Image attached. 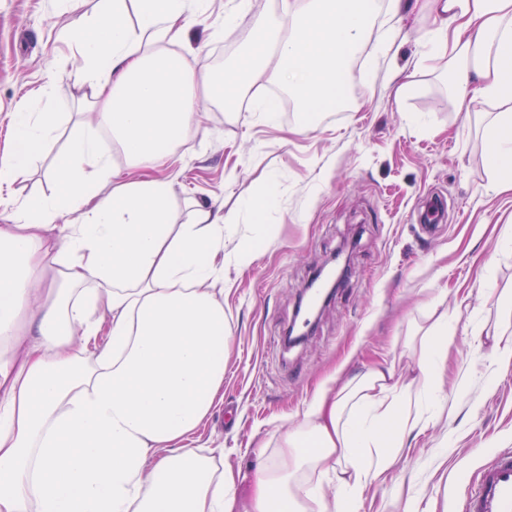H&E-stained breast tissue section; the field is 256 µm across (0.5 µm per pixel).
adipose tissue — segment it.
I'll list each match as a JSON object with an SVG mask.
<instances>
[{
  "label": "adipose tissue",
  "mask_w": 512,
  "mask_h": 512,
  "mask_svg": "<svg viewBox=\"0 0 512 512\" xmlns=\"http://www.w3.org/2000/svg\"><path fill=\"white\" fill-rule=\"evenodd\" d=\"M207 3L104 0L70 32L83 59L76 81L124 166L81 136L54 163L55 192L18 199L23 160L57 115L36 111L39 91L13 113L16 150L0 161L10 208L0 224V512H358L393 464L386 447L438 417L444 317L421 341L413 383L391 363L319 395L276 453L260 445L246 492L186 447L224 398V265L256 258L236 226L245 218L263 235L258 219L278 193L235 214L196 204L178 224L173 182L157 171L190 129L199 92L232 110L249 100L272 123L270 103L249 94L265 80L316 112L336 100L377 14L411 7L436 17L418 53L449 73V94L493 105L488 155L512 188V0H278L220 78L177 50ZM71 212L74 223H59Z\"/></svg>",
  "instance_id": "1"
}]
</instances>
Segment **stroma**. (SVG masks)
Instances as JSON below:
<instances>
[{"label": "stroma", "instance_id": "stroma-1", "mask_svg": "<svg viewBox=\"0 0 512 512\" xmlns=\"http://www.w3.org/2000/svg\"><path fill=\"white\" fill-rule=\"evenodd\" d=\"M225 0H210L205 17L181 47L191 66L222 70L247 42L258 17L277 0H251L236 29L212 38ZM101 0H0V159L14 150L11 114L30 90L43 87L42 109L57 115L44 150L14 186L17 198L54 192L55 157L97 115L81 105L75 73L81 64L67 32L93 17ZM435 17L384 15L372 33L398 29L385 62L373 65L364 47L341 78L352 85L356 110L326 108L314 121L290 111L279 91L278 119L200 99L187 140L166 174L174 182L176 222L189 201L235 212L242 200L278 182V202L263 220L257 258L224 270V401L212 410L189 448L214 456L219 468L247 487L257 470L258 443H276L298 425L314 399L349 376L397 360L403 381L415 375L416 353L404 340L448 318V369L436 382L440 418L394 449L383 482L369 486L361 512H458L473 475L494 448L512 449V367L493 363V338L512 339V190L496 192L480 116L449 99L438 72L419 65L417 40ZM410 74L413 88L396 95L388 73ZM445 204L437 237L418 229L431 200ZM352 251L351 273L313 332L283 343L297 299L312 273L337 248Z\"/></svg>", "mask_w": 512, "mask_h": 512}]
</instances>
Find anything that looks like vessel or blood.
Wrapping results in <instances>:
<instances>
[{"label":"vessel or blood","mask_w":512,"mask_h":512,"mask_svg":"<svg viewBox=\"0 0 512 512\" xmlns=\"http://www.w3.org/2000/svg\"><path fill=\"white\" fill-rule=\"evenodd\" d=\"M460 512H512V451L490 452Z\"/></svg>","instance_id":"vessel-or-blood-1"}]
</instances>
